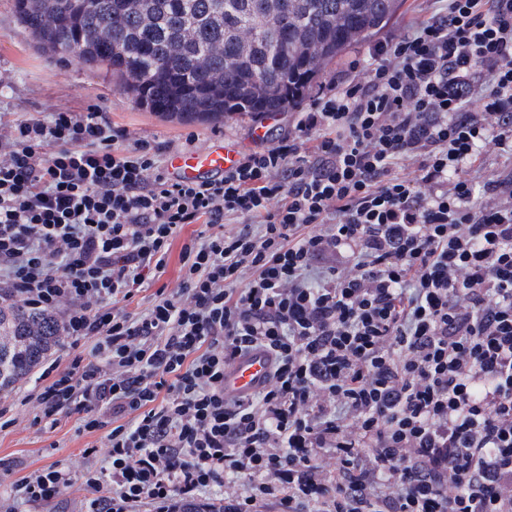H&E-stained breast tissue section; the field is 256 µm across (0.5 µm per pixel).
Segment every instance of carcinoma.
<instances>
[{"label":"carcinoma","instance_id":"carcinoma-1","mask_svg":"<svg viewBox=\"0 0 512 512\" xmlns=\"http://www.w3.org/2000/svg\"><path fill=\"white\" fill-rule=\"evenodd\" d=\"M402 0H15L42 48L83 43L137 103L183 119L262 117L298 106L324 68L385 26ZM323 46V60L305 55ZM63 340L51 314L0 299V390Z\"/></svg>","mask_w":512,"mask_h":512}]
</instances>
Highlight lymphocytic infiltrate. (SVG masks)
<instances>
[{"label":"lymphocytic infiltrate","mask_w":512,"mask_h":512,"mask_svg":"<svg viewBox=\"0 0 512 512\" xmlns=\"http://www.w3.org/2000/svg\"><path fill=\"white\" fill-rule=\"evenodd\" d=\"M368 55L202 182L99 112L0 135V295L91 345L24 399L105 446L0 512H512V0H445ZM187 224L178 287L130 311ZM257 350L264 385L227 397ZM270 372L269 358L257 351L238 358L224 373V393L240 397L257 391Z\"/></svg>","instance_id":"1"}]
</instances>
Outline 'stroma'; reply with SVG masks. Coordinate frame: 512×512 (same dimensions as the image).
Wrapping results in <instances>:
<instances>
[{
    "instance_id": "1",
    "label": "stroma",
    "mask_w": 512,
    "mask_h": 512,
    "mask_svg": "<svg viewBox=\"0 0 512 512\" xmlns=\"http://www.w3.org/2000/svg\"><path fill=\"white\" fill-rule=\"evenodd\" d=\"M368 45L347 48L329 64L309 91V99L333 82L358 78ZM56 112H100L113 127L127 130L131 138L157 141L171 153L202 150L214 142L235 141L243 151L256 149L259 140L274 141L290 130L293 112H278L257 119L246 114L226 116L217 124L178 122L161 117L137 104L116 76L105 67H89L77 59L44 50L18 20L13 0H0V127L8 128L18 118H50ZM200 227L188 224L174 239L164 272L153 287L140 292L132 305L148 307L157 289L175 288L182 278L180 255ZM13 424L0 428V493L11 483L55 464H80L85 452L100 447L102 432L79 429L76 418L62 419L53 430L33 424V405H15Z\"/></svg>"
}]
</instances>
